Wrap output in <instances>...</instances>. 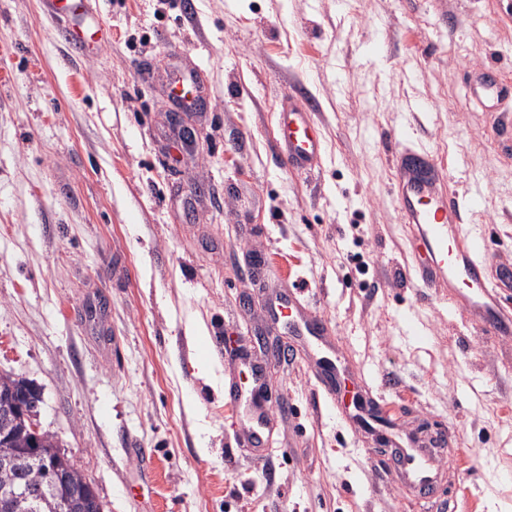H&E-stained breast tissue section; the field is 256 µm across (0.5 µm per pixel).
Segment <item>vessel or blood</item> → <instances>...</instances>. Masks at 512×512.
Segmentation results:
<instances>
[{
	"mask_svg": "<svg viewBox=\"0 0 512 512\" xmlns=\"http://www.w3.org/2000/svg\"><path fill=\"white\" fill-rule=\"evenodd\" d=\"M61 36L78 54H90L102 43L99 26L62 30ZM472 98L489 104L512 98V75L497 67L477 68L469 87ZM276 142L289 170L312 174L321 167L324 139L303 95L289 93L276 115ZM392 193L409 230L406 269L416 288H444L459 305L472 309L485 335L512 334V310L506 309L501 288L512 286L503 276H487L489 242L480 225L465 223L462 211L428 144L403 143L394 154ZM251 388H232L224 396L227 408L237 410L247 423L251 444L266 451L270 435L260 373ZM399 476L418 490L437 479L438 465L427 451L406 447Z\"/></svg>",
	"mask_w": 512,
	"mask_h": 512,
	"instance_id": "vessel-or-blood-1",
	"label": "vessel or blood"
}]
</instances>
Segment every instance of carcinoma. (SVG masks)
Returning a JSON list of instances; mask_svg holds the SVG:
<instances>
[{
    "mask_svg": "<svg viewBox=\"0 0 512 512\" xmlns=\"http://www.w3.org/2000/svg\"><path fill=\"white\" fill-rule=\"evenodd\" d=\"M13 389L19 403L27 406L34 396L33 382L11 372L0 371V390ZM15 459L9 472L0 471V484L16 476L26 479L32 488L31 497L17 503L14 512H56V501L48 487L45 473L37 461L48 460L54 469L69 478L80 512H93L91 493L83 488L84 475L77 469L72 457L58 452V445L49 438L29 431L27 423L19 421L6 434H0V457Z\"/></svg>",
    "mask_w": 512,
    "mask_h": 512,
    "instance_id": "1",
    "label": "carcinoma"
}]
</instances>
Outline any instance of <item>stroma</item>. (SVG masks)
<instances>
[{"instance_id":"obj_1","label":"stroma","mask_w":512,"mask_h":512,"mask_svg":"<svg viewBox=\"0 0 512 512\" xmlns=\"http://www.w3.org/2000/svg\"><path fill=\"white\" fill-rule=\"evenodd\" d=\"M85 4L106 39L76 55L69 16L0 0V371L41 388V426L104 512H420L273 316L292 288L393 438L445 434L433 512H512V337L403 278L391 187L396 143L430 144L495 242L489 275L512 267V103L468 90L474 68L512 72V0ZM176 70L205 83L185 149L164 114ZM297 86L325 139L312 175L274 140ZM267 330L278 354L251 344ZM245 354L271 390L266 456L224 406Z\"/></svg>"}]
</instances>
